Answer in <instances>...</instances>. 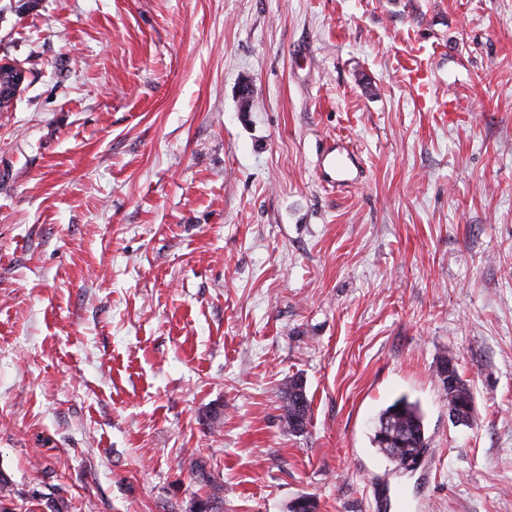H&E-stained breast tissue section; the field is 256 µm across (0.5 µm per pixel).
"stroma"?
I'll return each instance as SVG.
<instances>
[{
  "mask_svg": "<svg viewBox=\"0 0 512 512\" xmlns=\"http://www.w3.org/2000/svg\"><path fill=\"white\" fill-rule=\"evenodd\" d=\"M0 58L15 512H190L199 462L224 512H512V0H0ZM404 394L406 467L371 441ZM409 82L418 89L427 86L430 79L431 70L428 63L418 55H412L405 67ZM453 359L444 357L437 367V377L442 385V392L448 401V416L458 424H466L470 421L474 409V396L470 384L460 374L456 364L454 365L452 376L455 378L456 386L448 390V375L442 378V374H447L448 363ZM310 405L303 379L291 380L280 406L289 432L300 434L306 430L310 420ZM397 406H400V409H397ZM383 421L391 424L393 430L403 439L412 441L414 444V447L407 448L403 441L396 440L387 431L386 423L376 425L372 441L377 448L394 461L402 463L403 460L410 458L417 448L426 447L424 418L417 403L410 402L406 397L395 400L380 412L377 423ZM383 442L385 446L390 445L391 447H385Z\"/></svg>",
  "mask_w": 512,
  "mask_h": 512,
  "instance_id": "stroma-1",
  "label": "stroma"
}]
</instances>
